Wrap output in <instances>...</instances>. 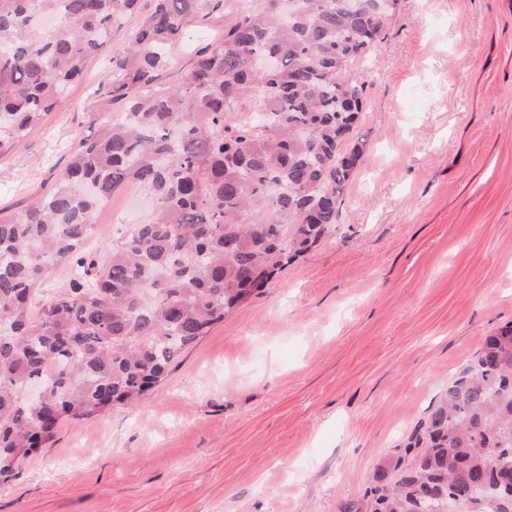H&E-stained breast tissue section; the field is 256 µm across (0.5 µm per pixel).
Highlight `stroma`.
I'll list each match as a JSON object with an SVG mask.
<instances>
[{
    "label": "stroma",
    "instance_id": "obj_1",
    "mask_svg": "<svg viewBox=\"0 0 512 512\" xmlns=\"http://www.w3.org/2000/svg\"><path fill=\"white\" fill-rule=\"evenodd\" d=\"M261 0L192 22L159 83ZM108 53L0 153V208L54 185L118 118ZM364 82L366 146L335 229L185 350L137 406L61 423L0 512H339L484 339L512 323V0H402ZM116 194L88 250L139 196Z\"/></svg>",
    "mask_w": 512,
    "mask_h": 512
}]
</instances>
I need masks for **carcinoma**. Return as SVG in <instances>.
Here are the masks:
<instances>
[{"mask_svg":"<svg viewBox=\"0 0 512 512\" xmlns=\"http://www.w3.org/2000/svg\"><path fill=\"white\" fill-rule=\"evenodd\" d=\"M140 0H0V153L55 107ZM223 0H153L106 76L124 115L92 120L44 197L0 208V477L67 419L135 405L182 352L334 228L362 155L369 60L400 0H263L156 86L192 20ZM128 184L155 206L105 253L96 212ZM76 276L44 293L52 269ZM512 327L485 339L339 512H512Z\"/></svg>","mask_w":512,"mask_h":512,"instance_id":"1","label":"carcinoma"}]
</instances>
